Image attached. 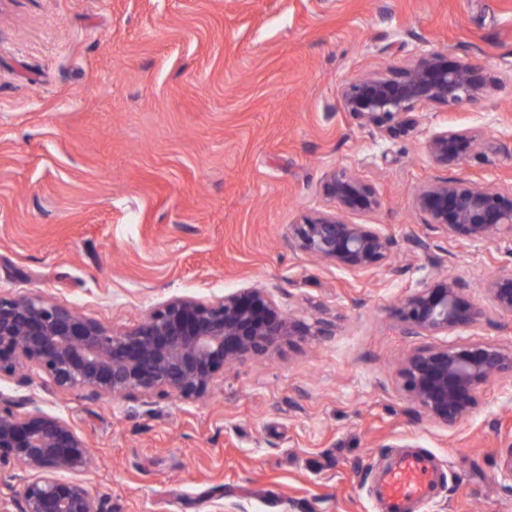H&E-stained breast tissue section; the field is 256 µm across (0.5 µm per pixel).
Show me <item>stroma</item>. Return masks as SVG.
I'll list each match as a JSON object with an SVG mask.
<instances>
[{
    "label": "stroma",
    "mask_w": 512,
    "mask_h": 512,
    "mask_svg": "<svg viewBox=\"0 0 512 512\" xmlns=\"http://www.w3.org/2000/svg\"><path fill=\"white\" fill-rule=\"evenodd\" d=\"M439 51L489 85L391 130L337 104L345 83ZM512 0H0V295L37 294L114 329L174 297L269 288L329 336H293L221 368L208 395L106 399L0 376V397L70 422L95 458L103 512H384L377 485L408 452L437 482L411 512H512V378L446 428L401 386L412 353L512 347V317L410 335L403 295L447 274L465 302L512 270V240L453 241L415 207L436 176L425 141L470 128L478 150L445 178L512 182ZM347 168L380 204L355 215L393 247L375 274L291 248ZM430 239V259L409 235Z\"/></svg>",
    "instance_id": "obj_1"
}]
</instances>
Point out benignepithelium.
Masks as SVG:
<instances>
[{
    "instance_id": "1",
    "label": "benign epithelium",
    "mask_w": 512,
    "mask_h": 512,
    "mask_svg": "<svg viewBox=\"0 0 512 512\" xmlns=\"http://www.w3.org/2000/svg\"><path fill=\"white\" fill-rule=\"evenodd\" d=\"M487 84L470 63L448 64L433 52L391 74L346 83L345 112L373 124L388 118L403 127L421 105H459L483 97ZM479 145L474 132L448 124L433 130L425 149L433 165H464ZM323 208L292 225L290 243L332 266L368 274L386 257L391 238L373 224L349 219L375 209L374 188L347 169L321 183ZM427 224L451 240L481 242L512 235V185L488 188L435 177L416 195ZM458 282L425 281L400 300L399 317L415 335L448 334L474 327L486 310L463 303ZM492 311L512 316V272L487 283ZM328 324L309 326L281 312L269 288H243L209 303L175 297L136 327L115 331L100 321L37 295L0 296V375L26 368L55 389H84L96 397L175 393L194 400L208 393L225 365L264 355L289 336H324ZM512 375V349L495 342L446 344L414 352L401 379L414 404L442 426L465 416L474 394ZM28 473L20 494L0 492V512H102L83 476L94 468L86 444L57 414L19 411L0 403V466Z\"/></svg>"
}]
</instances>
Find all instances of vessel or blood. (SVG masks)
Returning <instances> with one entry per match:
<instances>
[{
    "mask_svg": "<svg viewBox=\"0 0 512 512\" xmlns=\"http://www.w3.org/2000/svg\"><path fill=\"white\" fill-rule=\"evenodd\" d=\"M432 477L428 456L404 455L377 489L386 505V512H405L409 502L427 496L432 487Z\"/></svg>",
    "mask_w": 512,
    "mask_h": 512,
    "instance_id": "obj_1",
    "label": "vessel or blood"
}]
</instances>
